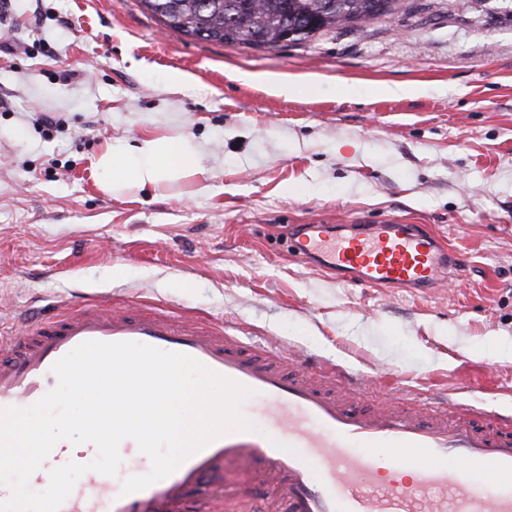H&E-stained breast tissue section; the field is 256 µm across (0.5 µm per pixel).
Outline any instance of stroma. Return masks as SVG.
<instances>
[{"label":"stroma","mask_w":512,"mask_h":512,"mask_svg":"<svg viewBox=\"0 0 512 512\" xmlns=\"http://www.w3.org/2000/svg\"><path fill=\"white\" fill-rule=\"evenodd\" d=\"M0 40V336L106 294L393 373L409 397L512 408V0H402L276 49L194 40L138 0H0ZM238 70L319 84L285 98ZM402 82L423 94L379 95ZM143 135L192 138L204 175L101 193L91 159ZM392 216L466 282L361 288L287 251L289 225Z\"/></svg>","instance_id":"stroma-1"}]
</instances>
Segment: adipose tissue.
Returning a JSON list of instances; mask_svg holds the SVG:
<instances>
[{
    "mask_svg": "<svg viewBox=\"0 0 512 512\" xmlns=\"http://www.w3.org/2000/svg\"><path fill=\"white\" fill-rule=\"evenodd\" d=\"M201 149L180 136L106 142L91 166L98 189L107 195L146 187L161 189L202 173Z\"/></svg>",
    "mask_w": 512,
    "mask_h": 512,
    "instance_id": "obj_1",
    "label": "adipose tissue"
}]
</instances>
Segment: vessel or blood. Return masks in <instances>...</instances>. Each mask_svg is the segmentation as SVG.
Wrapping results in <instances>:
<instances>
[{
    "instance_id": "1",
    "label": "vessel or blood",
    "mask_w": 512,
    "mask_h": 512,
    "mask_svg": "<svg viewBox=\"0 0 512 512\" xmlns=\"http://www.w3.org/2000/svg\"><path fill=\"white\" fill-rule=\"evenodd\" d=\"M293 253L337 280L364 288L427 292L467 278L430 232L389 219L380 224H306ZM85 341L137 342L189 355L255 391L266 434L221 437L170 476L122 495L125 479L146 474L134 440L119 445L116 476L89 475L59 512H194L212 476L247 500L272 487L283 512H512V414L450 399L396 398L387 408L359 404L360 376L325 368L299 353L244 342L202 316L147 310L139 303L69 302L24 335L0 340V407H27L55 387L53 364ZM95 447L56 445L32 473L91 461ZM259 484L243 482V475Z\"/></svg>"
}]
</instances>
